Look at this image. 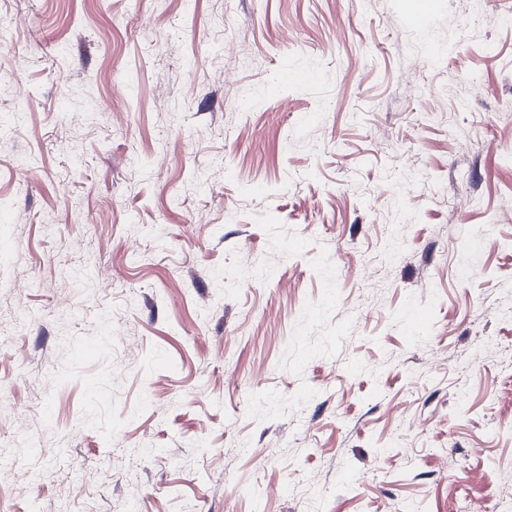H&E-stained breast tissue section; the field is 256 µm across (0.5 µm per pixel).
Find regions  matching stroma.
Wrapping results in <instances>:
<instances>
[{
    "label": "stroma",
    "instance_id": "stroma-1",
    "mask_svg": "<svg viewBox=\"0 0 512 512\" xmlns=\"http://www.w3.org/2000/svg\"><path fill=\"white\" fill-rule=\"evenodd\" d=\"M419 5L0 0V512H512V0Z\"/></svg>",
    "mask_w": 512,
    "mask_h": 512
}]
</instances>
